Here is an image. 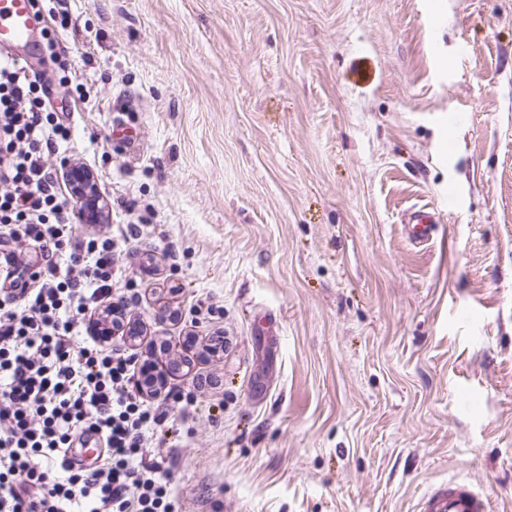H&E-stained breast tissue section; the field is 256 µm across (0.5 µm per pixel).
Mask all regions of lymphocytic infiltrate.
Returning a JSON list of instances; mask_svg holds the SVG:
<instances>
[{
    "instance_id": "obj_1",
    "label": "lymphocytic infiltrate",
    "mask_w": 512,
    "mask_h": 512,
    "mask_svg": "<svg viewBox=\"0 0 512 512\" xmlns=\"http://www.w3.org/2000/svg\"><path fill=\"white\" fill-rule=\"evenodd\" d=\"M45 90L0 56V512H179L158 451L171 408L137 388L135 354L85 324L112 296L118 254L76 229L48 164L70 129ZM89 433L106 453L73 466Z\"/></svg>"
}]
</instances>
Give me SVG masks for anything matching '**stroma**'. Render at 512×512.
Instances as JSON below:
<instances>
[{"label":"stroma","mask_w":512,"mask_h":512,"mask_svg":"<svg viewBox=\"0 0 512 512\" xmlns=\"http://www.w3.org/2000/svg\"><path fill=\"white\" fill-rule=\"evenodd\" d=\"M66 7L49 162L97 175L79 232L146 216L113 297L196 396L162 434L183 512H413L456 477L512 512V0ZM407 235L417 244L428 242L434 235L440 217L435 210L424 207H412L404 217Z\"/></svg>","instance_id":"stroma-1"}]
</instances>
